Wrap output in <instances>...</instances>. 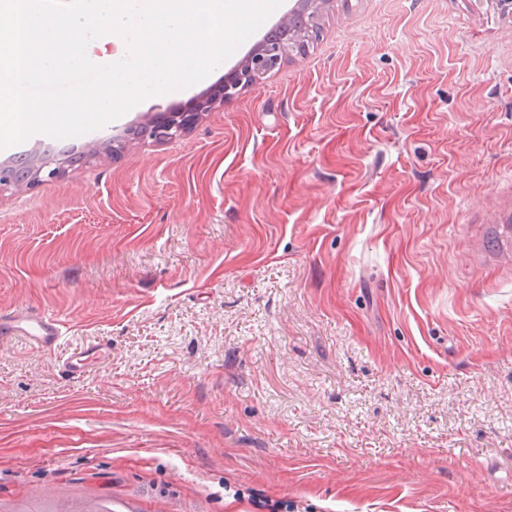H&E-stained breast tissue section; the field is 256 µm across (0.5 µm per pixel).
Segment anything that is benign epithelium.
<instances>
[{
	"mask_svg": "<svg viewBox=\"0 0 512 512\" xmlns=\"http://www.w3.org/2000/svg\"><path fill=\"white\" fill-rule=\"evenodd\" d=\"M284 54L282 45L258 46L238 68L234 70L225 80L224 86L219 89L214 97L206 99H196L189 107L185 109L168 111L166 113H157L150 119L131 130L128 134L134 138L149 136L152 138H162L170 141L183 136L199 120L202 113L210 110L216 102H227L237 97L244 88H256L262 77L271 69L277 66ZM122 148V140L116 137H106L96 141L90 146L88 155L96 157L100 154L115 157ZM65 159H47L34 151L30 153V176L29 179L20 184L15 179V170L12 161L5 160L0 162V192L7 189L22 190L31 188L43 181L42 173H47V177L52 178L58 175L64 165Z\"/></svg>",
	"mask_w": 512,
	"mask_h": 512,
	"instance_id": "7a95c632",
	"label": "benign epithelium"
}]
</instances>
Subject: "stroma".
<instances>
[{"mask_svg":"<svg viewBox=\"0 0 512 512\" xmlns=\"http://www.w3.org/2000/svg\"><path fill=\"white\" fill-rule=\"evenodd\" d=\"M320 25L181 139L0 193V314L64 324L0 339V512H512V11ZM0 335L22 336L37 349L51 350L60 338V323L47 316L15 312L0 316ZM89 350L93 351V353L98 354L99 356L105 357L108 354V346L106 344L96 343L92 344L87 347L85 351H81L79 353H74L68 358H66L62 366L64 367V370L69 373H81L84 371L86 367V359L85 353Z\"/></svg>","mask_w":512,"mask_h":512,"instance_id":"stroma-1","label":"stroma"}]
</instances>
